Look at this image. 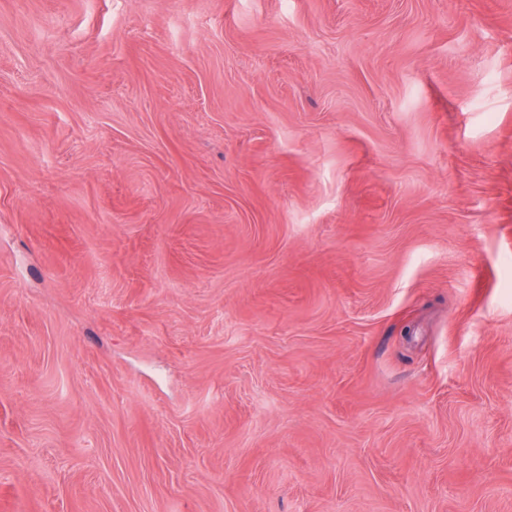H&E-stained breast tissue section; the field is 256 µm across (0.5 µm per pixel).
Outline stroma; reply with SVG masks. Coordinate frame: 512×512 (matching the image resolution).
Masks as SVG:
<instances>
[{
	"label": "stroma",
	"mask_w": 512,
	"mask_h": 512,
	"mask_svg": "<svg viewBox=\"0 0 512 512\" xmlns=\"http://www.w3.org/2000/svg\"><path fill=\"white\" fill-rule=\"evenodd\" d=\"M0 512H512V0H0Z\"/></svg>",
	"instance_id": "35a3bbf8"
}]
</instances>
